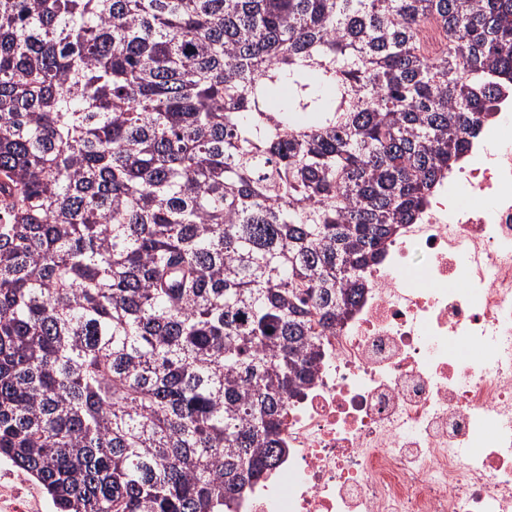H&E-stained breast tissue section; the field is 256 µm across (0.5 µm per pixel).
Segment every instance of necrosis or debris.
Listing matches in <instances>:
<instances>
[{
	"instance_id": "necrosis-or-debris-1",
	"label": "necrosis or debris",
	"mask_w": 512,
	"mask_h": 512,
	"mask_svg": "<svg viewBox=\"0 0 512 512\" xmlns=\"http://www.w3.org/2000/svg\"><path fill=\"white\" fill-rule=\"evenodd\" d=\"M368 275L289 400L286 453L231 512H512V139L499 122ZM424 258L425 284L405 273Z\"/></svg>"
}]
</instances>
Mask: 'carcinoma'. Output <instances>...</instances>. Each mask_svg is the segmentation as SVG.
<instances>
[{
    "label": "carcinoma",
    "instance_id": "carcinoma-1",
    "mask_svg": "<svg viewBox=\"0 0 512 512\" xmlns=\"http://www.w3.org/2000/svg\"><path fill=\"white\" fill-rule=\"evenodd\" d=\"M506 87L512 0H0V458L226 512Z\"/></svg>",
    "mask_w": 512,
    "mask_h": 512
}]
</instances>
